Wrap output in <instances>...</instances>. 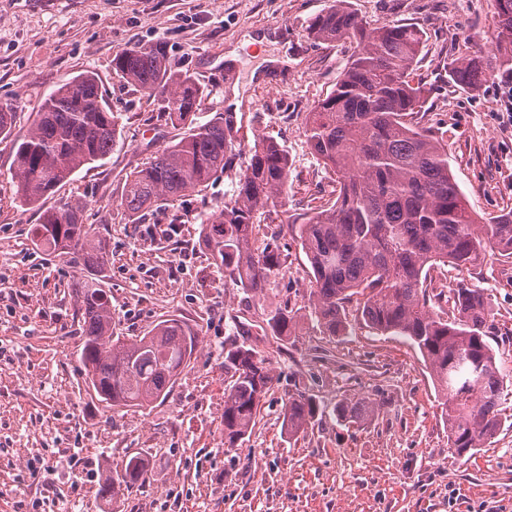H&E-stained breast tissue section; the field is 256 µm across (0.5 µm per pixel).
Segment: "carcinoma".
Masks as SVG:
<instances>
[{
    "instance_id": "1",
    "label": "carcinoma",
    "mask_w": 512,
    "mask_h": 512,
    "mask_svg": "<svg viewBox=\"0 0 512 512\" xmlns=\"http://www.w3.org/2000/svg\"><path fill=\"white\" fill-rule=\"evenodd\" d=\"M492 5L495 67L512 71V0ZM306 33L315 41L356 43L334 88L305 121L308 145L336 175V199L295 228L312 270L311 317L323 333L336 336L346 331L352 306L367 326L418 350L442 398L448 445L464 457L502 422L504 376L487 341L490 312L482 288L459 282L431 295L425 283L434 267L474 268L496 255L512 259V208L489 224L477 223L451 173L443 137L419 125L429 93L413 77L420 28H369L347 0H332L310 19ZM112 69L157 99L171 124L184 129L150 166L133 173L122 205L134 216L198 191L219 171L239 168L230 198L205 215L201 240L224 279L259 295L282 268L278 240L257 245L254 231L257 216L270 224L279 218L288 188L287 150L276 138L259 136L244 157L233 113L197 121L206 90L190 74L172 70L161 41L116 52ZM488 71L477 54L448 63L449 81L461 87L480 84ZM116 127L93 75L54 90L34 127L18 139L15 173L23 203L39 202L83 166L104 159ZM33 237L41 253L85 272L76 293L88 388L112 409L143 408L163 397L183 372L195 334L168 319L135 341L112 335V302L99 279L106 248L93 241L80 204L43 210ZM442 299L452 302V316L439 310ZM296 318L285 304L271 313L268 326L277 338L289 337ZM224 369L232 372L224 388V446L234 448L249 433L273 374L267 358L245 345L224 350ZM336 410L360 422L370 406L356 402ZM316 412L311 398L288 397V431H304ZM144 471L141 457L128 458L102 478L100 497L114 499Z\"/></svg>"
}]
</instances>
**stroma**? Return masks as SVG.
<instances>
[{
    "mask_svg": "<svg viewBox=\"0 0 512 512\" xmlns=\"http://www.w3.org/2000/svg\"><path fill=\"white\" fill-rule=\"evenodd\" d=\"M366 25L413 24L425 46L414 71L430 85L423 125L443 131L451 172L482 217L512 208V124L502 121L504 83L491 71L477 88L443 78L459 55L490 56L491 0H348ZM331 0H0V106L13 112L0 136V512H512V263L492 258L473 270H430V279L484 289L489 343L505 378L502 424L468 458L448 446L441 397L419 352L403 338L351 320L345 334L320 332L308 317L311 268L294 226L332 201L334 181L311 152L305 119L335 86L354 47L308 38V20ZM272 30L273 70L257 48L225 59L245 33ZM163 41L172 69L208 96L206 121L238 106L242 148L270 135L288 152L281 221L256 226L277 235L282 272L257 300L225 280L199 239L206 213L222 205L233 172L203 191L146 210L132 222L121 203L130 176L181 134L159 104L112 68L117 51ZM83 73L95 76L118 118L109 155L86 165L41 205L24 204L14 178L16 141L45 99ZM239 89L238 98L227 95ZM85 206L84 219L109 254L103 287L112 333L135 340L177 318L196 335L186 368L165 397L145 408H105L88 391L80 362L75 288L82 273L37 253L32 229L42 210ZM178 219L167 234L170 219ZM298 311L282 342L267 332L279 304ZM253 345L275 380L237 447L224 445V347ZM316 400L321 416L289 435L290 395ZM367 399L375 413L354 425L339 403ZM134 455L143 481L114 501L101 477Z\"/></svg>",
    "mask_w": 512,
    "mask_h": 512,
    "instance_id": "obj_1",
    "label": "stroma"
}]
</instances>
